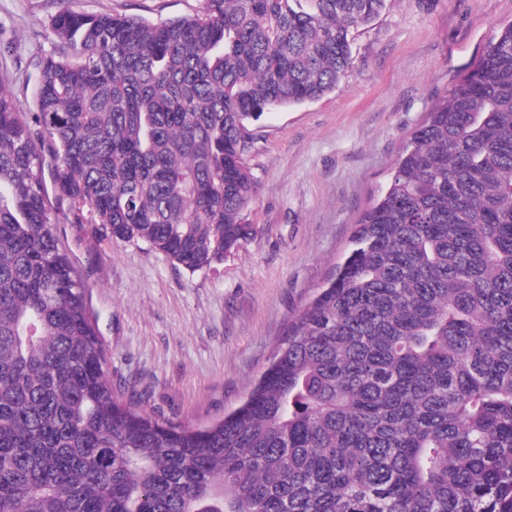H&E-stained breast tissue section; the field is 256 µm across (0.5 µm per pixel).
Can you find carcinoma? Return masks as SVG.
<instances>
[{
    "label": "carcinoma",
    "instance_id": "1",
    "mask_svg": "<svg viewBox=\"0 0 512 512\" xmlns=\"http://www.w3.org/2000/svg\"><path fill=\"white\" fill-rule=\"evenodd\" d=\"M387 2L63 7L37 111L0 86V512H512V24L220 420L123 400L59 242L94 224L192 274L223 261L253 233L251 124L335 89Z\"/></svg>",
    "mask_w": 512,
    "mask_h": 512
}]
</instances>
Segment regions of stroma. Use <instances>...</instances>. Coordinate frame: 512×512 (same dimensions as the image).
<instances>
[{
    "instance_id": "obj_1",
    "label": "stroma",
    "mask_w": 512,
    "mask_h": 512,
    "mask_svg": "<svg viewBox=\"0 0 512 512\" xmlns=\"http://www.w3.org/2000/svg\"><path fill=\"white\" fill-rule=\"evenodd\" d=\"M63 6L158 22L197 14L203 0H0V84L23 112L35 109L39 63L58 51L51 24ZM509 22L512 0H390L355 31L353 64L333 91L253 124L246 165L259 191L242 218L254 231L211 268L191 274L146 242L61 225L91 288L113 387L177 423L235 408L350 251L432 106Z\"/></svg>"
}]
</instances>
